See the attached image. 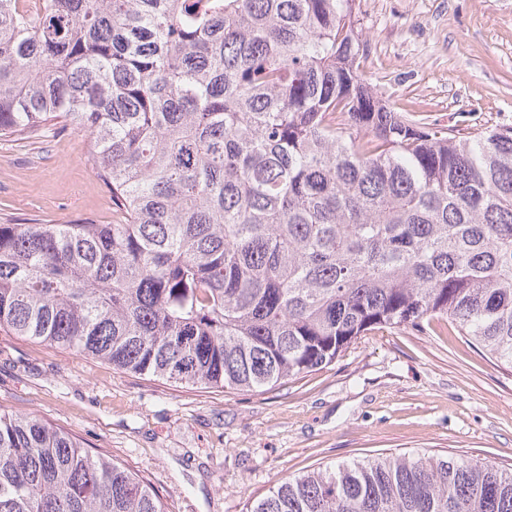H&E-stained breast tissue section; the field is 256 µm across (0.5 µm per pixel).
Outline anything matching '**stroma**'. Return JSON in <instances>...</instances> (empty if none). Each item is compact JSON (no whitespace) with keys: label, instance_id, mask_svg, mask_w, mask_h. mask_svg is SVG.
Here are the masks:
<instances>
[{"label":"stroma","instance_id":"obj_1","mask_svg":"<svg viewBox=\"0 0 512 512\" xmlns=\"http://www.w3.org/2000/svg\"><path fill=\"white\" fill-rule=\"evenodd\" d=\"M360 71L438 128L512 126V0H356ZM69 127L0 141V224L111 223ZM0 414L46 421L138 473L167 512H249L287 477L388 454L512 469V368L447 320L369 332L331 365L253 391L201 389L0 331Z\"/></svg>","mask_w":512,"mask_h":512}]
</instances>
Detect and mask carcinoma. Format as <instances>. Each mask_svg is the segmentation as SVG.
Instances as JSON below:
<instances>
[{
	"label": "carcinoma",
	"instance_id": "1",
	"mask_svg": "<svg viewBox=\"0 0 512 512\" xmlns=\"http://www.w3.org/2000/svg\"><path fill=\"white\" fill-rule=\"evenodd\" d=\"M0 0V141L89 133L115 224H0V329L252 390L434 317L512 366V126L434 130L360 74L354 0ZM0 512H166L139 477L0 415ZM251 512H512V470L391 455Z\"/></svg>",
	"mask_w": 512,
	"mask_h": 512
}]
</instances>
